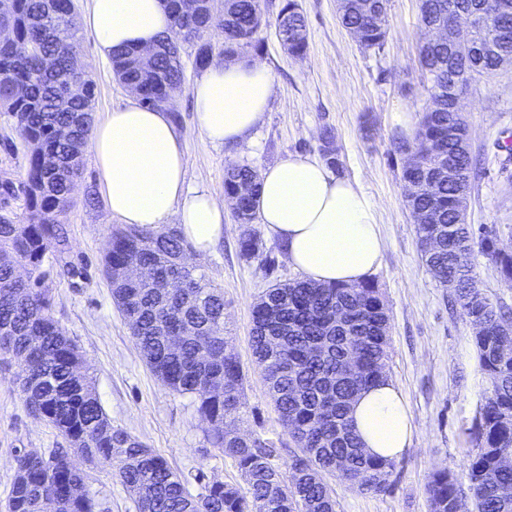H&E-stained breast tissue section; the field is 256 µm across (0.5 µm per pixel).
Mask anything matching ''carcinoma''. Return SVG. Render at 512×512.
I'll list each match as a JSON object with an SVG mask.
<instances>
[{
	"label": "carcinoma",
	"mask_w": 512,
	"mask_h": 512,
	"mask_svg": "<svg viewBox=\"0 0 512 512\" xmlns=\"http://www.w3.org/2000/svg\"><path fill=\"white\" fill-rule=\"evenodd\" d=\"M423 2L422 23L463 22L472 8L485 4ZM387 7L388 0H373L368 9L360 0H350L340 20L360 35L365 47H380ZM169 10L171 28L157 41L154 68L142 69L135 50L119 49L113 71L120 82L140 89L141 105L172 112V100L185 79L183 67L176 64L183 44L195 47L194 68L203 70L210 60V31L219 28L227 61L234 62L236 47L261 48L256 35L267 20L261 0H225L222 22L211 18L202 0H171ZM275 23L280 34L287 27L306 30V18L291 0L281 4ZM1 25L9 29V37L0 39V112L14 120L26 149L27 171L20 187L26 221L0 212V356L23 366L28 375L21 384L25 403L69 444L16 456L8 512H40L46 499L55 502L56 512H98L87 490V474L72 463L75 454L115 469L133 497L150 502V512H336V497L323 474L335 472L338 458L348 462L338 477L351 487L385 491L395 461L365 454L349 419L355 395L385 375L389 318L378 288L369 282L326 287L296 279L272 285L253 307V355L295 443L282 469L273 463L280 449L272 442L240 436L236 418L244 376L224 337V293L204 274L179 266L191 245L176 226L111 230L103 274L147 366L215 424L207 442L234 461L245 487L199 471L194 475L199 492L193 494L188 478L163 456L112 426L90 378L79 370L76 344L55 318L42 271L47 253L67 246L59 217L70 206V188L82 172L81 148L92 132L88 112L95 85L87 76L73 79L80 42L77 14L70 0H12ZM483 39L494 43L498 53L450 59L444 44L420 49L430 101L414 137L432 141L437 152L401 171V182L415 185L405 195L410 211L431 209L439 215L437 224L418 225L421 255L441 287L453 288V303L466 321L478 325L472 341L478 367L491 384L490 395L465 431L471 445L469 488H460L450 470H436L427 485L430 512H512V498L500 494L501 487L512 486V464L503 460L504 452L512 454V355L502 353L505 345L512 346V316L481 291L472 263L480 253L501 277L512 280V254L497 246L495 234H477L461 218L459 203L471 190L473 160L460 140L448 139V124L464 125L448 111V82L461 91L477 71L493 69L502 56H512V10L496 15ZM320 153L338 166L330 130L322 136ZM442 161L452 163L457 179L439 181L429 195L424 186L436 178ZM253 178L246 164L225 167L224 195L236 200L234 217L240 224L256 219V188L241 192ZM428 240L435 242L431 250L423 247ZM261 249L255 233L240 241V253L247 258ZM19 259L30 266L26 281L15 276ZM128 265L150 267L159 279L175 276L181 287L162 293L150 279L125 283L112 277L114 270ZM339 308L349 313L343 325L335 322ZM178 335L182 343L174 351L169 340ZM352 355L359 365L349 373L345 365Z\"/></svg>",
	"instance_id": "obj_1"
}]
</instances>
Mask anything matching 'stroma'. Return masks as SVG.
Listing matches in <instances>:
<instances>
[{
	"label": "stroma",
	"instance_id": "1",
	"mask_svg": "<svg viewBox=\"0 0 512 512\" xmlns=\"http://www.w3.org/2000/svg\"><path fill=\"white\" fill-rule=\"evenodd\" d=\"M281 3L263 0L269 21L257 34L263 48L245 56L265 65L274 79L269 108L248 152L214 145L195 132L190 89L200 73L192 66L193 48L184 46V87L173 107L188 133L186 179L190 186L223 196L228 163L245 162L258 171L288 157H315L324 130H332L338 174L367 192L378 207L386 247L371 279L389 316L385 370L402 391L414 425L413 444L397 460L386 492H360L331 478L337 512H430L427 484L433 471L448 468L461 488L469 486L464 431L490 383L478 367L468 323L448 304L450 289L440 286L422 259L400 181L404 156L397 139L412 135L429 102L418 59L424 36L419 0H390L385 42L373 49L361 47L342 26L336 0H298L307 20V50L300 57L288 55L276 35L273 22ZM81 36L76 56L96 85L92 116L98 123L134 95L116 80L111 65L99 61L93 34L85 29ZM462 104L471 151L480 162L468 221L477 229H494L499 246L512 252V153L504 147L512 137V67L470 81ZM14 133L0 114V181L18 184L25 178L26 160ZM82 161L73 204L61 217L68 247L43 264L55 316L79 348L113 426L139 438L185 476L201 470L239 482L233 461L208 444V422L146 365L112 299L102 260L109 233L119 222L106 210L90 147H83ZM90 191L96 195L91 204L85 201ZM264 232L263 224L237 223L232 211H225L223 237L210 254L192 261L224 291V335L245 375L241 431L290 448L293 439L255 362L250 336L254 304L271 285L296 279L298 273L281 245ZM249 233L263 235L262 257L240 255L239 241ZM18 375V365L0 363V508L11 493L18 452L65 444L54 427L28 409ZM87 473L89 493L107 512H136L130 494L108 469L91 466Z\"/></svg>",
	"mask_w": 512,
	"mask_h": 512
}]
</instances>
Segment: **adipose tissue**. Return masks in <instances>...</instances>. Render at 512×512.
<instances>
[{"label": "adipose tissue", "instance_id": "obj_1", "mask_svg": "<svg viewBox=\"0 0 512 512\" xmlns=\"http://www.w3.org/2000/svg\"><path fill=\"white\" fill-rule=\"evenodd\" d=\"M82 22L103 62L121 48L152 46L171 26L162 0H91ZM273 91V78L261 64L211 65L191 88L195 127L212 143L251 148L250 134ZM185 137L166 110L133 103L94 129L91 146L109 214L142 230L176 221L200 255L224 233L225 203L187 184ZM259 182L260 220L306 279L357 286L378 269L385 241L377 205L331 166L290 157L262 169ZM350 416L370 453L396 460L413 444L412 422L391 379L362 391Z\"/></svg>", "mask_w": 512, "mask_h": 512}]
</instances>
